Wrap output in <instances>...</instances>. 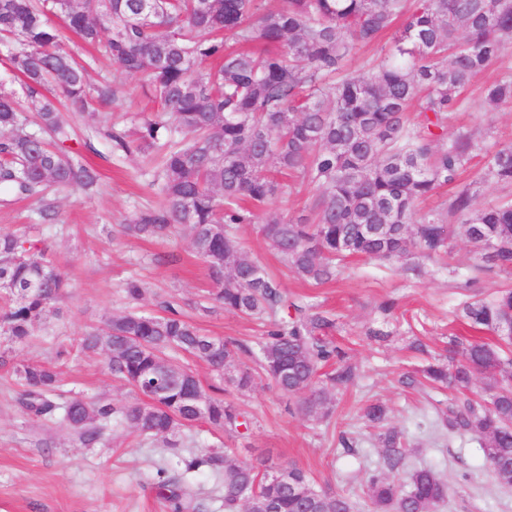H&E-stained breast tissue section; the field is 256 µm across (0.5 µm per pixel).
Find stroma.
Masks as SVG:
<instances>
[{"mask_svg": "<svg viewBox=\"0 0 512 512\" xmlns=\"http://www.w3.org/2000/svg\"><path fill=\"white\" fill-rule=\"evenodd\" d=\"M502 74L494 63L472 80L448 121V137L471 130L484 149L512 146V105L493 110L479 99L480 88ZM106 84L124 86V98L116 103L95 98L83 111L67 103L60 107L63 120L77 132L67 149L96 170L97 185L56 195L53 224L40 223L29 200L0 204V233L25 230L33 249H49L69 281L66 296L34 336L10 344L0 365V512H166L155 488L156 469H175L179 449L133 434L87 448L64 427L26 416L16 403L14 367L53 363L59 345L73 348L87 330L124 311L127 280L142 283V309L159 312L162 300L177 297L185 315L209 335L253 346L265 330L261 322L221 308L198 311L212 282L187 231L164 241L123 233V225L157 206L161 195L146 157L113 155L104 132L135 127L158 105L146 78L126 74L102 57L90 72V85ZM235 239L281 281L291 300L335 320L333 336L356 367L357 383L336 396L326 424L302 418L294 399L259 380L235 398L252 424L244 436L226 440L231 459L299 467L317 488L341 492L355 503V512H367L365 482L385 465L360 408L377 401L387 407L390 424L406 436L407 468L431 467L449 482L450 493L437 512H512V488L496 483L478 443L434 427L452 391L405 383L417 369L444 357L453 338L498 342L497 334L471 327L462 307L494 299L512 286V273L483 267L459 230L448 257L413 252L396 263L356 258L336 280L311 286L287 270L259 225H239ZM375 330L380 338H372ZM104 361L101 354L74 352L59 372L67 387L85 396L135 401V393L112 379Z\"/></svg>", "mask_w": 512, "mask_h": 512, "instance_id": "stroma-1", "label": "stroma"}]
</instances>
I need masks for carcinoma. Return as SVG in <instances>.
<instances>
[{
    "label": "carcinoma",
    "mask_w": 512,
    "mask_h": 512,
    "mask_svg": "<svg viewBox=\"0 0 512 512\" xmlns=\"http://www.w3.org/2000/svg\"><path fill=\"white\" fill-rule=\"evenodd\" d=\"M0 0V42L6 60L27 88L23 108L0 86V192L37 204L44 224L57 219L47 190L91 188L97 172L64 151L72 127L61 120L55 88L85 107L95 57L78 59L54 19H62L84 43L131 75L148 78L160 110L143 118L134 134H111L112 153L163 150L157 162L161 203L140 212L125 230L163 238L186 230L207 265L213 300L224 310L266 322L257 369L238 363L240 342L205 334L184 317L175 299L165 314L139 309L144 288L125 283L128 310L82 336L83 353L105 354L112 377L142 400L133 404L87 399L64 388L56 367L15 368L21 410L55 421L89 447L108 430H130L146 441L175 448L174 437L206 426L238 436L250 419L225 394L252 389L255 371L284 394L298 398L304 417L327 421L336 394L355 385L356 367L328 339L334 321L304 312L280 281L243 250L233 232L240 224L261 231L300 280L320 285L336 278L349 257L399 260L413 246L424 256L451 250L461 218L484 262L512 270V247L494 254L470 235L512 242V200L475 207L470 185L458 187L441 210L419 214L416 203L457 181L476 148L472 134L444 142L457 94L512 43V0ZM405 17L388 49L366 76L348 67L359 46L378 42ZM484 103L512 104V75L489 85ZM420 120L408 122L410 106ZM484 178L512 183V147L486 154ZM298 185L313 188L308 214L287 218L264 211ZM68 282L55 262L35 254L18 234L0 235V336L23 342L65 293ZM464 317L503 336L512 323V289L492 302L470 304ZM206 363L220 384L203 387L181 361ZM424 377L437 385L469 388L483 380L484 396L463 397L442 413L449 433L474 436L501 487H512V358L487 342L454 343L450 364H432ZM365 419L381 425L386 408L370 403ZM389 471L407 455L402 432L376 435ZM180 470H156L159 496L169 512H185L196 497L186 479L199 472L223 474L224 512H353L345 495L317 491L309 476L288 467L286 484L259 477L213 450L178 459ZM450 487L431 468L404 480L372 474L366 481L370 512H434Z\"/></svg>",
    "instance_id": "1"
}]
</instances>
